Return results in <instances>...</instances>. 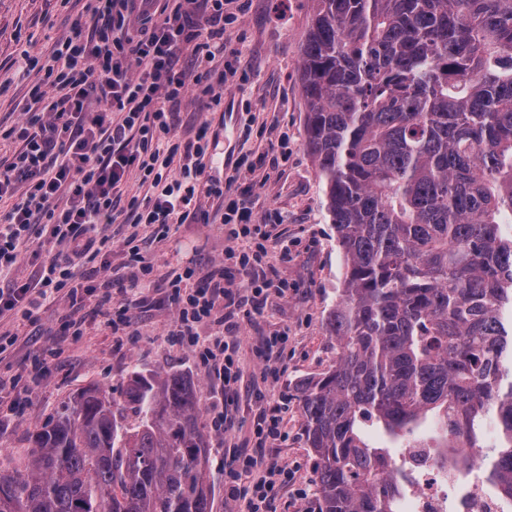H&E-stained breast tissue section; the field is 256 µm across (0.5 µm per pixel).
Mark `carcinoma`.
Wrapping results in <instances>:
<instances>
[{
  "instance_id": "carcinoma-1",
  "label": "carcinoma",
  "mask_w": 512,
  "mask_h": 512,
  "mask_svg": "<svg viewBox=\"0 0 512 512\" xmlns=\"http://www.w3.org/2000/svg\"><path fill=\"white\" fill-rule=\"evenodd\" d=\"M301 90L344 266L336 364L297 385L313 512H400L414 480L365 430L430 412L436 463L512 505V0H315ZM30 443L0 512H213L185 373L89 387Z\"/></svg>"
}]
</instances>
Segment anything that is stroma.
<instances>
[{
  "instance_id": "stroma-1",
  "label": "stroma",
  "mask_w": 512,
  "mask_h": 512,
  "mask_svg": "<svg viewBox=\"0 0 512 512\" xmlns=\"http://www.w3.org/2000/svg\"><path fill=\"white\" fill-rule=\"evenodd\" d=\"M85 0H0V72L11 77L0 91V157L13 146L2 140L20 118L31 78L22 76L17 59L22 50L49 54L70 34ZM315 9L314 0H228L225 11L235 17L224 32L226 52H239L238 80L225 86L229 107H209L207 96L192 92L178 116V133L208 125L211 175L224 179L231 162L267 151L288 137V162L273 171L259 170L254 181L256 205L252 221L275 224V212L287 223L275 224L287 241V258H272L271 270L295 284L287 297L269 298L261 315L239 321L238 356L243 378L238 384L239 409L230 443L254 446V420L269 407L286 419L281 437L267 439L264 452L288 466V476L275 496L276 512H309L314 492L313 460L302 434L296 386L336 362V342L325 325L342 280L343 258L336 229L329 220L318 169L305 146L306 104L301 92L302 50ZM110 242L84 264V284L109 288L112 303L100 312L96 297L73 309L67 290L45 303L32 318L0 320V329L18 333L15 345L0 352V466H23L31 433L48 423L78 391L98 386L120 395L131 368L149 374L178 370L198 386L204 405L224 396L223 384L208 376L198 355L171 337L176 317L168 282L180 263L193 260L209 270L219 265L230 242L222 224H184L169 239H155L151 229L126 224L104 229ZM153 267L145 303L128 307L127 335L112 333L110 321L127 307L125 287L128 253L119 245L126 236ZM287 331L288 348L268 361L262 339ZM278 379L262 382L266 368Z\"/></svg>"
}]
</instances>
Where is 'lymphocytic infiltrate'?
<instances>
[{
	"instance_id": "obj_1",
	"label": "lymphocytic infiltrate",
	"mask_w": 512,
	"mask_h": 512,
	"mask_svg": "<svg viewBox=\"0 0 512 512\" xmlns=\"http://www.w3.org/2000/svg\"><path fill=\"white\" fill-rule=\"evenodd\" d=\"M232 21L224 0H87L70 36L47 57L22 52L36 81L22 118L7 133L16 149L0 158V272L9 271L23 246L53 244L36 280L0 288V318L29 314L49 290H67L88 253L108 241L100 226L152 228L166 240L183 224L220 221L231 246L225 252L240 286L225 288L228 269L200 271L187 263L170 280L176 306L173 335L199 350L209 371L224 379V407L211 426L232 428L227 407L243 371L232 333L239 317L260 314L267 299L288 294L285 280L268 276L271 231L251 226L253 176L278 156L237 160L226 180L213 178L205 134L175 132L191 91L221 102L238 68L224 58V28ZM190 64H182L184 53ZM138 173L144 195L128 194ZM216 328L199 336L198 323ZM233 500L243 512H271L279 476L286 468L261 452L234 450L224 457Z\"/></svg>"
}]
</instances>
